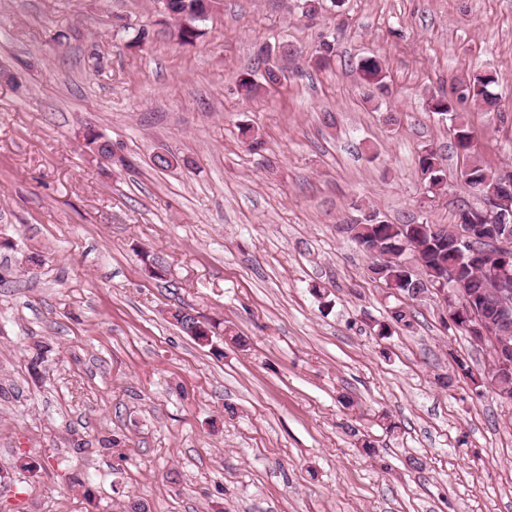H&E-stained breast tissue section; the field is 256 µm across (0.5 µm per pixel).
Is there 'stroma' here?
Segmentation results:
<instances>
[{"instance_id": "obj_1", "label": "stroma", "mask_w": 512, "mask_h": 512, "mask_svg": "<svg viewBox=\"0 0 512 512\" xmlns=\"http://www.w3.org/2000/svg\"><path fill=\"white\" fill-rule=\"evenodd\" d=\"M198 27L180 43L158 0H0V512H512V401L436 381L458 357L484 372L487 347L433 294L412 331L375 335L395 300L344 230L477 205L427 102L484 69L509 122L467 106L475 157L512 171V0H338L312 19L218 0ZM324 40L334 61L312 68ZM267 43L288 80L245 99L236 77ZM371 54L377 110L354 69ZM89 129L131 169L87 161ZM426 146L448 173L431 198ZM161 152L181 166L154 168ZM178 303L246 347L184 335ZM356 71L363 83L376 91L378 95H386L389 86L386 82V68L383 61L376 55L360 58Z\"/></svg>"}]
</instances>
